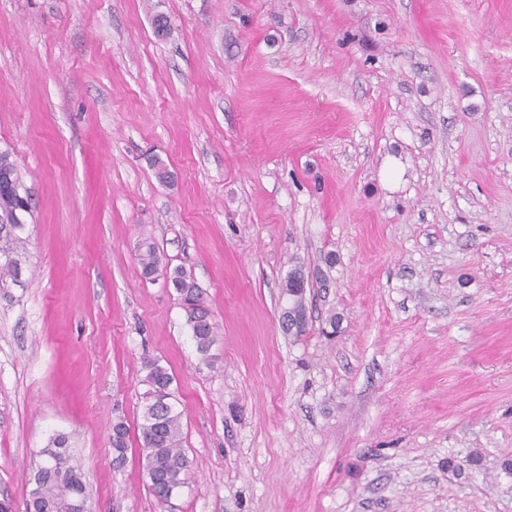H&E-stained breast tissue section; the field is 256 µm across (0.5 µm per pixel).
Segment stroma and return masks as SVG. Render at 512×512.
I'll list each match as a JSON object with an SVG mask.
<instances>
[{"mask_svg":"<svg viewBox=\"0 0 512 512\" xmlns=\"http://www.w3.org/2000/svg\"><path fill=\"white\" fill-rule=\"evenodd\" d=\"M3 150L33 206L8 512L58 434L91 512H512V0H0ZM145 239L201 287L213 364ZM328 254L285 335L282 282ZM147 358L190 461L162 506ZM129 431L124 422H117L112 427V461L122 465L127 457Z\"/></svg>","mask_w":512,"mask_h":512,"instance_id":"35a3bbf8","label":"stroma"}]
</instances>
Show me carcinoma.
<instances>
[{"instance_id": "1", "label": "carcinoma", "mask_w": 512, "mask_h": 512, "mask_svg": "<svg viewBox=\"0 0 512 512\" xmlns=\"http://www.w3.org/2000/svg\"><path fill=\"white\" fill-rule=\"evenodd\" d=\"M23 187L22 177L11 155L0 152V284L17 283L26 270L25 225L12 223L14 213L23 207L16 188ZM142 275H153L159 263L156 248L145 243L138 255ZM299 271L294 267L281 288L286 309L280 311L283 332L296 338L308 330L307 300L303 290L290 287L292 276ZM168 279L178 293L180 305L186 315L196 351L201 361H213L211 350L218 340V326L203 300L202 290L195 279L183 268L169 272ZM146 371L142 382L143 467L148 478V490L163 504L184 485V473L189 461L182 451V412L176 406L172 389L173 376L157 360L144 361ZM129 431L120 421L112 427V461L121 465L128 451ZM46 460L38 464L29 490L25 512H70L69 501L74 493L85 491L81 466L69 452L68 437L58 434L41 451Z\"/></svg>"}]
</instances>
